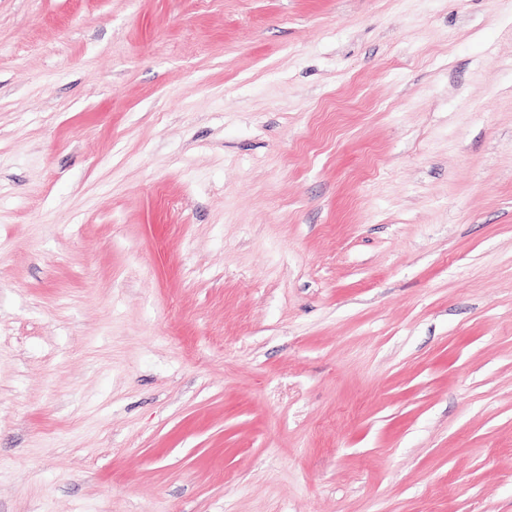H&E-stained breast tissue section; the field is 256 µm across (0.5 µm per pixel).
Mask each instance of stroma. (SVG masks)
<instances>
[{
  "label": "stroma",
  "mask_w": 512,
  "mask_h": 512,
  "mask_svg": "<svg viewBox=\"0 0 512 512\" xmlns=\"http://www.w3.org/2000/svg\"><path fill=\"white\" fill-rule=\"evenodd\" d=\"M0 512H512V0H0Z\"/></svg>",
  "instance_id": "1"
}]
</instances>
